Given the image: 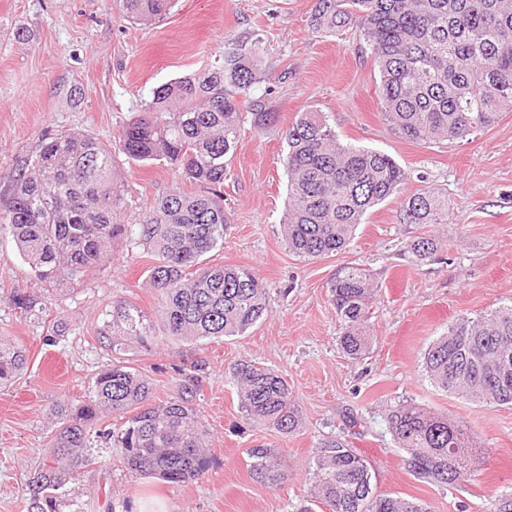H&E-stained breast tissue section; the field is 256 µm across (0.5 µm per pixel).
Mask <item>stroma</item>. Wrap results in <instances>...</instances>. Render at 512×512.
Returning <instances> with one entry per match:
<instances>
[{
	"label": "stroma",
	"mask_w": 512,
	"mask_h": 512,
	"mask_svg": "<svg viewBox=\"0 0 512 512\" xmlns=\"http://www.w3.org/2000/svg\"><path fill=\"white\" fill-rule=\"evenodd\" d=\"M315 0H178L160 21L141 25L115 0H0V171L33 155L43 135L87 131L112 141L141 112L151 91L217 65L229 40L260 41L270 75L255 84L246 111L270 113L267 126L245 120L224 178L229 224L211 264L251 269L268 293V313L245 335L202 342L160 334L132 339L123 356L148 379L151 400L177 399L184 373L204 363L193 404L206 432L203 470L180 484L125 469L120 449L95 439L92 464L58 492L44 512H286L307 495V463L326 440L343 437L371 462L377 493L418 498L432 512H487L512 490V406L476 405L434 387L422 371L428 344L460 316L512 303V112L461 142L424 144L396 136L384 120L370 48L355 27L334 34L310 25ZM324 113L338 138L392 156L407 178L371 209L350 245L314 260L289 252L280 223L287 196L285 131L299 112ZM123 212L133 219L176 189L177 166L118 162ZM430 188L448 197L444 224H405L403 200ZM439 241L416 260L409 244ZM152 262L116 240L112 258L64 291L41 288L11 237L0 238V338L25 346L28 364L0 387V512H30L26 484L50 455L61 406L77 407L111 358L102 330L122 298L150 320L158 293ZM370 271L377 290L367 325V358L343 352L330 301L336 271ZM23 295L34 313L17 308ZM70 330L46 342L57 323ZM251 361L280 374L301 422L289 434L247 423L231 370ZM466 424L481 455L453 486L418 477L394 440L387 415L403 401ZM276 449L284 480L265 484L249 467V449Z\"/></svg>",
	"instance_id": "1"
}]
</instances>
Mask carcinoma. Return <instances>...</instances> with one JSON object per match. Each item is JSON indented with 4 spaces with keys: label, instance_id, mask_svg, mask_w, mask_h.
Here are the masks:
<instances>
[{
    "label": "carcinoma",
    "instance_id": "carcinoma-1",
    "mask_svg": "<svg viewBox=\"0 0 512 512\" xmlns=\"http://www.w3.org/2000/svg\"><path fill=\"white\" fill-rule=\"evenodd\" d=\"M127 17L150 24L174 0H117ZM315 29L334 34L357 26L371 47L379 74L380 109L394 134L413 142L454 141L497 123L512 112V0H316ZM268 76L259 42L233 41L220 65L162 84L152 100L106 145L91 134L46 135L35 155L0 174V235L12 237L40 284L53 290L78 283L125 239L152 257L149 283L160 296V319L173 340L201 342L243 336L267 313L266 287L246 267L209 265L204 256L223 246L224 176L241 135L243 98ZM288 204L281 233L303 259L343 250L368 211L385 202L406 179L404 169L380 151L345 144L321 112L299 113L285 132ZM128 164L178 165L198 191L177 190L134 221L122 224L123 185L116 158ZM404 224H445L448 196L423 190L401 206ZM438 249L431 238L409 244L424 260ZM342 325L340 346L353 360L370 353L367 318L374 298L371 275L342 267L330 286ZM152 325L130 302H112L110 347L146 336ZM27 363L26 350L0 339V386ZM427 378L466 401L512 405V304L477 317L461 316L423 354ZM203 365L184 375L179 399L151 402L148 381L117 357L93 378L88 400L62 417L51 439L50 462L29 480L31 509L91 464V431L104 410L131 413L118 432L98 434L121 449L125 466L139 475L183 483L200 475L205 431L193 395ZM231 377L246 420L290 433L299 411L287 381L274 370L242 361ZM412 470L437 485H454L478 456L465 425L406 401L388 416ZM251 472L278 484L284 475L269 448L249 450ZM310 497L288 512H431L417 498L379 494L370 463L342 439L324 445L308 462Z\"/></svg>",
    "mask_w": 512,
    "mask_h": 512
}]
</instances>
